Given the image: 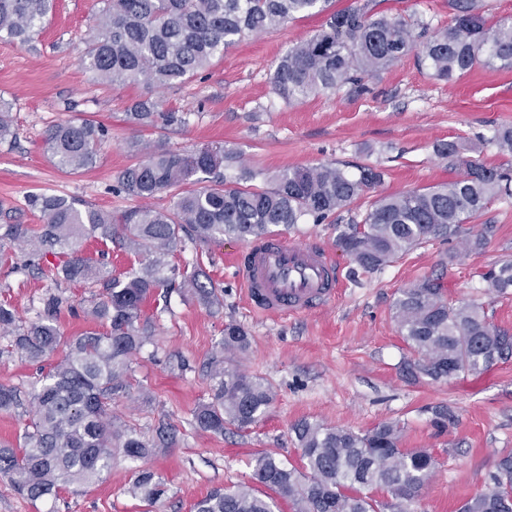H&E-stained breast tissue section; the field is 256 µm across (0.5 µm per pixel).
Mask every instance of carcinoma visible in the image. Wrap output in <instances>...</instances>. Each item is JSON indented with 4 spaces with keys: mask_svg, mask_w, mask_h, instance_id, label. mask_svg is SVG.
<instances>
[{
    "mask_svg": "<svg viewBox=\"0 0 512 512\" xmlns=\"http://www.w3.org/2000/svg\"><path fill=\"white\" fill-rule=\"evenodd\" d=\"M329 2L103 0L83 63L102 85H141L149 91L182 85L246 34L280 26L296 15L323 13ZM52 7L53 0H0V34L30 45ZM448 7L455 24L443 30L375 13L367 3L332 12L320 30L280 56L272 90L288 106L345 85L361 92L364 78L416 50L430 75L446 82L480 61L512 65V16L490 24L478 0H448ZM11 110V103L0 98V142L15 136ZM129 118L150 127L178 121L150 96L132 104ZM106 134L92 121L69 119L53 126L44 143L54 165L74 171L94 163V146ZM494 141L502 153L512 155V127L498 129ZM233 159V149L222 145L191 153L170 148L146 152L143 161L119 174L115 190L142 200L166 193L172 204L164 210H129L118 225L112 215L79 199L44 193L28 198L42 221L39 230L27 224L0 225V249L7 247L19 257V269L50 281L37 319L27 325L0 303V333L12 336V346L32 362L61 353L28 390L0 384V412L20 417L32 413L19 445L0 444V475L18 495L36 501L55 498L71 486H91L117 460L135 462L172 442L171 428L164 426L156 437H146L119 421L112 404L130 393L131 356L152 333L151 322L142 320V308L157 290L177 283L206 307L223 303L201 264L170 263L169 257L186 242L209 245L226 237L252 242L306 219L323 224L384 180L381 168L363 167L354 175L321 164L283 170L271 185L260 187L251 183L254 173L236 181L224 178L223 162ZM499 197H512V165L488 168L471 160L459 179L378 198L361 218L334 226L335 245L348 257L353 279L431 239H460L465 252L480 253L487 246L486 236L464 224L479 218ZM95 236L133 254L138 267L115 276L102 260L82 255V241ZM49 254L70 259L55 272L43 266ZM480 277L493 294L512 292V262L491 264ZM62 279L100 287L87 309L99 329L63 336L59 317L73 304L58 287ZM394 318L412 351L400 370L414 381L479 373L512 357V334L493 326L482 306L448 302L437 276L401 289ZM250 348L244 325L234 320L224 324L207 366L209 398L193 411L198 429L215 435L230 426L244 431L267 414L272 388L234 362ZM428 412L438 431L457 422L445 405ZM291 433L301 449L302 467H290L269 452L254 459L252 482L271 494L262 498L250 485L215 487L194 504V512H275L279 500L292 512H406L436 469L428 450L400 447L402 429L394 422L355 432L302 419L291 426ZM489 479L488 489L466 500L459 512H512V453L498 459ZM376 489L387 490L393 502L375 500L369 492ZM131 493L153 505L165 494L164 482L141 470Z\"/></svg>",
    "mask_w": 512,
    "mask_h": 512,
    "instance_id": "obj_1",
    "label": "carcinoma"
}]
</instances>
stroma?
Segmentation results:
<instances>
[{"label":"stroma","instance_id":"obj_1","mask_svg":"<svg viewBox=\"0 0 512 512\" xmlns=\"http://www.w3.org/2000/svg\"><path fill=\"white\" fill-rule=\"evenodd\" d=\"M100 0H55L34 46L0 37V97L12 104L15 137L0 143V224L39 225L27 198L35 193L76 197L112 214L138 207L139 199L116 193L118 174L137 163L126 144L139 139L187 152L224 144L238 155L225 168L227 178L245 171L273 177L293 167L333 163L349 172L365 165L386 171L382 195L425 189L462 176L465 161L489 167L506 163L493 141L496 128L512 125V66L477 63L447 83L431 77L415 56L367 79V93L329 90L288 106L273 92L276 59L291 45L320 29L324 15H299L284 25L246 36L191 81L158 89L152 96L181 116L171 126L141 127L128 112L143 87H106L81 63ZM378 8L452 25L448 0H380ZM87 118L104 126L93 167L58 169L44 140L54 125ZM452 141L459 154L443 158L437 144ZM491 225L485 251L454 264L443 259L451 243L435 239L409 251L383 269L343 281L334 302L303 314L265 318L245 305L233 260L244 242L187 244L175 264L200 262L223 291V305L207 309L189 295L172 291L153 296L144 307L154 332L134 355L133 385L147 386L150 403L139 396L122 400L118 415L146 436L159 425L176 430L167 448L132 464L121 460L86 491H63L57 498L30 502L0 477V512H192L197 500L216 485L250 482L257 452H276L299 465L301 452L290 428L309 419L336 428L367 430L382 422L403 428L402 446L424 448L437 468L412 512H457L468 498L486 490L499 456L512 452V360L476 374L418 383L399 365L408 348L394 319L402 288L427 275L441 277L450 303L482 305L490 322L512 331V295L489 294L480 278L491 263L512 261V198L495 199L480 218ZM44 278L0 260V303L10 304L22 321L36 320ZM63 290L76 307L62 312L65 336L93 329L85 310L91 294L80 282ZM236 320L252 335L250 350L238 362L263 379L275 399L264 418L249 430L228 429L216 436L200 431L193 411L207 400L205 366L224 324ZM0 338V384L29 385L48 371L49 362H29L5 353ZM445 404L458 417L447 431L430 423L429 406ZM162 477L166 493L155 505L132 497L128 487L137 470Z\"/></svg>","mask_w":512,"mask_h":512}]
</instances>
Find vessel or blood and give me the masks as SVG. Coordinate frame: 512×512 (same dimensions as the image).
<instances>
[{"mask_svg": "<svg viewBox=\"0 0 512 512\" xmlns=\"http://www.w3.org/2000/svg\"><path fill=\"white\" fill-rule=\"evenodd\" d=\"M237 268L249 307L263 316L324 307L335 297L342 279L327 250L278 237L251 243Z\"/></svg>", "mask_w": 512, "mask_h": 512, "instance_id": "vessel-or-blood-1", "label": "vessel or blood"}]
</instances>
